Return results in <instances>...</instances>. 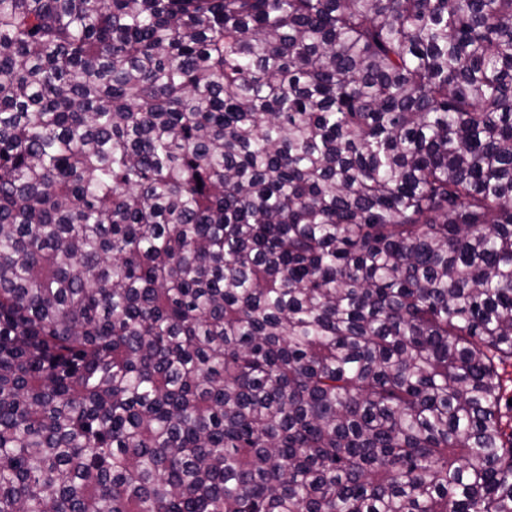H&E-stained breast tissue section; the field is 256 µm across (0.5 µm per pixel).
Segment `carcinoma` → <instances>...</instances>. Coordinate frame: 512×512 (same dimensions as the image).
Segmentation results:
<instances>
[{"instance_id": "1", "label": "carcinoma", "mask_w": 512, "mask_h": 512, "mask_svg": "<svg viewBox=\"0 0 512 512\" xmlns=\"http://www.w3.org/2000/svg\"><path fill=\"white\" fill-rule=\"evenodd\" d=\"M0 512H512V0H0Z\"/></svg>"}]
</instances>
